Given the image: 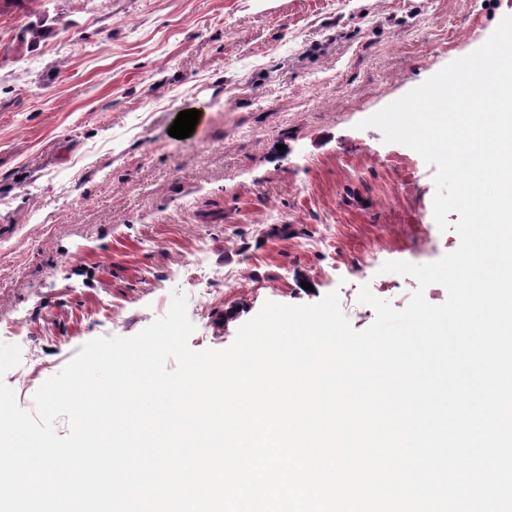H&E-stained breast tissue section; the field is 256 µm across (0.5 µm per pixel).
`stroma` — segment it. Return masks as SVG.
I'll use <instances>...</instances> for the list:
<instances>
[{
  "label": "stroma",
  "instance_id": "35a3bbf8",
  "mask_svg": "<svg viewBox=\"0 0 512 512\" xmlns=\"http://www.w3.org/2000/svg\"><path fill=\"white\" fill-rule=\"evenodd\" d=\"M0 15V342L20 407L81 347L132 337L185 292L190 349L265 302L338 292L353 329L417 283L382 272L459 245L435 169L370 117L468 55L512 0H35ZM200 111L185 139L168 130ZM201 259L206 287L176 271ZM29 15L37 17V12H31ZM48 33L49 28L45 26L44 22L40 20V17L38 16L37 21L29 22L17 33V50H26L28 52L34 51L40 42L47 37Z\"/></svg>",
  "mask_w": 512,
  "mask_h": 512
}]
</instances>
